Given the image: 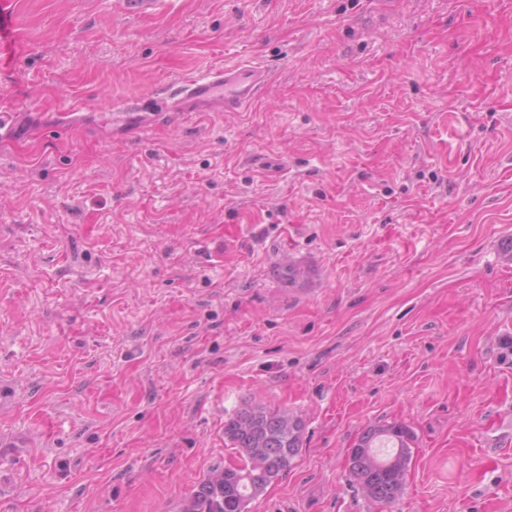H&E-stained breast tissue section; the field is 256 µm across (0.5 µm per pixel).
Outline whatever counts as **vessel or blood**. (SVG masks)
<instances>
[{"label":"vessel or blood","instance_id":"vessel-or-blood-1","mask_svg":"<svg viewBox=\"0 0 512 512\" xmlns=\"http://www.w3.org/2000/svg\"><path fill=\"white\" fill-rule=\"evenodd\" d=\"M472 19L488 20L492 36L473 35L469 46L482 53L487 42L512 47V0H469ZM269 80L268 71L260 66L243 64L219 67L204 75L185 79L169 93V110L178 115L188 112H239L251 107ZM113 124L126 128H155L154 115L147 108L128 105L112 115Z\"/></svg>","mask_w":512,"mask_h":512}]
</instances>
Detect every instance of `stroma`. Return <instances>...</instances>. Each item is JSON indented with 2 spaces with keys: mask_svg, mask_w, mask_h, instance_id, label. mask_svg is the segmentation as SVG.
Segmentation results:
<instances>
[{
  "mask_svg": "<svg viewBox=\"0 0 512 512\" xmlns=\"http://www.w3.org/2000/svg\"><path fill=\"white\" fill-rule=\"evenodd\" d=\"M466 9L0 0V512H183L247 402L305 421L250 512H512V55ZM239 62L247 111L113 131ZM393 421L381 506L347 456ZM112 124L121 128L137 127V128H157L158 123L155 119V114H149L148 109L134 105H126L118 112L112 114ZM412 431L402 423L370 426L357 438L347 457L351 476L373 501L392 504L402 495L411 458ZM386 445L385 447L381 445ZM391 444V447H389ZM376 448H392L381 456Z\"/></svg>",
  "mask_w": 512,
  "mask_h": 512,
  "instance_id": "obj_1",
  "label": "stroma"
}]
</instances>
